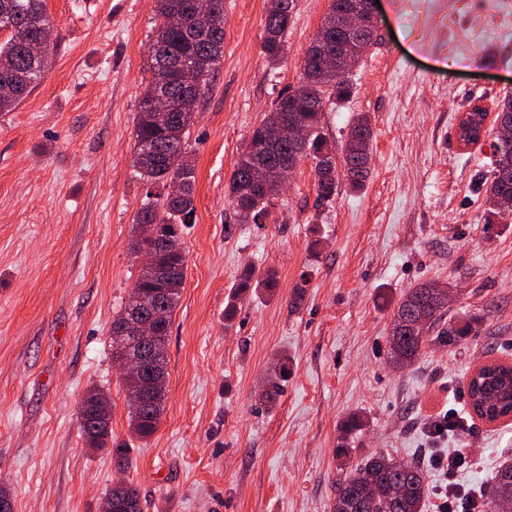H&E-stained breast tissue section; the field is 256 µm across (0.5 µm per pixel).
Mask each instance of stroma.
I'll list each match as a JSON object with an SVG mask.
<instances>
[{"label": "stroma", "instance_id": "obj_1", "mask_svg": "<svg viewBox=\"0 0 512 512\" xmlns=\"http://www.w3.org/2000/svg\"><path fill=\"white\" fill-rule=\"evenodd\" d=\"M379 2L352 92L323 118L339 146L357 113L371 115L364 189L317 203L306 158L264 219L240 224L226 193L234 164L277 97L297 88L331 0H296L276 62L263 51L265 0H224V57L188 138L195 214L181 233L168 397L140 440L109 330L141 267L129 245L148 187L133 132L155 2L46 0L53 59L0 112V486L11 512H102L123 478L142 512H331L349 463L375 454L420 460L430 489L465 492L512 460V419H479L467 393L478 366L512 365V219L486 220L492 136L464 148L456 134L460 112L512 93V0ZM248 267L275 271L277 286L226 318ZM426 280L452 284L449 316H479V333L393 367V314ZM283 355L290 373L269 406L260 394ZM95 386L112 403L113 446L101 452L77 420ZM352 413L364 425L342 433ZM447 414L461 428L436 434ZM461 448L468 463L448 471Z\"/></svg>", "mask_w": 512, "mask_h": 512}]
</instances>
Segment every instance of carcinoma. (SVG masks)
<instances>
[{
    "mask_svg": "<svg viewBox=\"0 0 512 512\" xmlns=\"http://www.w3.org/2000/svg\"><path fill=\"white\" fill-rule=\"evenodd\" d=\"M184 0H155L159 24L151 45V78L139 98L134 127L135 152L146 145L155 151L134 165L135 173L147 185L160 190L147 192L138 211L137 224L161 226V241L136 234L131 243L133 254L161 250L160 263L176 269L173 283L165 286L140 270L134 288L158 290V309L165 314V333L156 337V362L168 366L167 343L171 320L184 284L186 255L181 241V226L193 220L195 213L194 166L185 158L190 127L193 124L200 97L189 92L192 80L204 76L209 84L211 75L224 53V28L202 22H184L178 18ZM363 0H331L329 12L321 23L318 35L309 44L302 61V84L307 91L279 96L253 130L251 138L257 144L266 141L270 131L288 114L295 115L307 129V139L296 152L288 142H275L269 151L268 163L261 176L253 172L254 156L243 150L229 183V199L235 216L242 222L258 223L265 216L267 204L275 198L280 187L275 168L278 160L294 158L300 162L310 156L315 162L316 201L331 200L341 181L358 191L369 176L371 146L374 138L369 114L361 113L341 154L320 132L326 101L342 99L351 92L349 72L323 66L321 52L342 42H351L359 51L373 43L372 22L355 32L347 30L344 15L356 9ZM296 0H266L263 50L268 59L276 61L284 51V35L293 18ZM10 28L8 38L0 44V112L12 111L39 84L50 63L53 49L42 56L31 50L41 32L52 26L46 12L45 0H0V28ZM169 98V112L161 114L150 109V101L160 89ZM497 112L492 129L496 130L494 162L486 189L488 211L495 217L512 215V94L495 103ZM272 271L256 273L244 270L237 281L233 297L242 299L260 290L276 288ZM444 285L435 281L421 283L402 298L393 316L389 336V358L399 368L413 365L425 345L455 344L468 336L481 322L477 316L463 314L455 320H445L447 310L438 303L437 291ZM126 310L112 320L110 340L112 356L121 359L137 350L135 340L119 334ZM288 378V362H282L270 375L263 401L276 402L280 383ZM470 408L476 413L500 417L512 411V369L500 365L484 367L469 382ZM167 390L159 391L153 401L140 408H131L129 428L141 439L150 438L158 428L165 410ZM427 471L416 461L401 467L385 454L368 457L339 479L332 512H424L428 493ZM490 512H512V462L502 464L486 480L481 493Z\"/></svg>",
    "mask_w": 512,
    "mask_h": 512,
    "instance_id": "carcinoma-1",
    "label": "carcinoma"
}]
</instances>
